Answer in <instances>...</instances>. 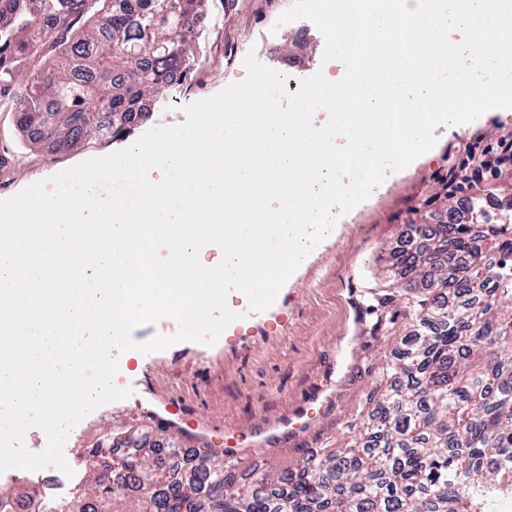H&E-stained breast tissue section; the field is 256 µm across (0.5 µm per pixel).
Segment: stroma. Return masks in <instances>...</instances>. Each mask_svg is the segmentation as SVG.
Segmentation results:
<instances>
[{"label":"stroma","instance_id":"stroma-1","mask_svg":"<svg viewBox=\"0 0 512 512\" xmlns=\"http://www.w3.org/2000/svg\"><path fill=\"white\" fill-rule=\"evenodd\" d=\"M292 0H209L201 21L200 49L182 83L144 101L143 119L116 140L91 139L56 154L27 144L15 122V106L0 100V199L91 158L134 143L158 126L182 124V103L210 97L245 79L241 62L255 52L265 65L303 76L323 69L324 38L307 20L278 24ZM237 49L228 64L226 47ZM435 146L343 215L339 229L319 243L280 291L279 308L255 317L247 328L215 345L180 342L129 360L120 370L136 393L180 402L192 419L208 424L218 439L269 432L263 446L240 457L241 466L263 461L283 468L304 448H342L353 437L367 398L379 378L383 356L401 354L405 298L393 287L389 253L409 224H432L449 199L488 204L512 196V174L488 178L476 190L448 184L453 166L469 154L498 152L512 137V108L492 109L466 127L436 129ZM318 414L301 431H284V420L302 409ZM145 408L124 399L105 404L70 432L65 457L74 471L58 492L70 500L86 480L84 454L104 435L145 420Z\"/></svg>","mask_w":512,"mask_h":512}]
</instances>
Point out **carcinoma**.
<instances>
[{
    "label": "carcinoma",
    "instance_id": "1",
    "mask_svg": "<svg viewBox=\"0 0 512 512\" xmlns=\"http://www.w3.org/2000/svg\"><path fill=\"white\" fill-rule=\"evenodd\" d=\"M205 0H0V97L30 143L79 147L132 122L139 102L195 63ZM54 55L17 88L32 56ZM466 209L410 224L392 255L407 292L405 354L382 365L377 414L354 444L307 452L295 468L248 471L205 448L186 460L139 443L123 462L130 492L89 475L67 512H493L512 494V220ZM38 512L0 487V512Z\"/></svg>",
    "mask_w": 512,
    "mask_h": 512
}]
</instances>
